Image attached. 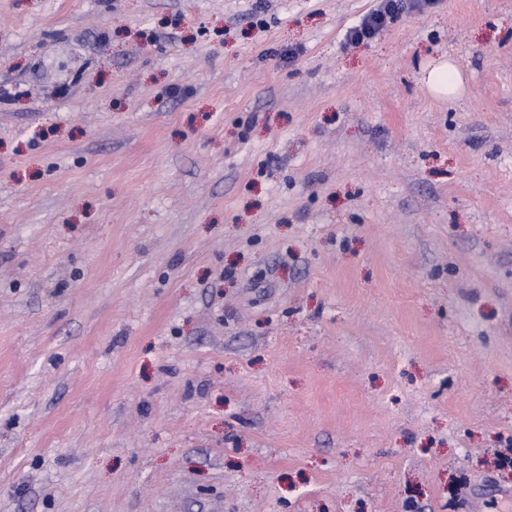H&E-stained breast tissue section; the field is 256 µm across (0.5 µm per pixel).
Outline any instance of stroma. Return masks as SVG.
Masks as SVG:
<instances>
[{"label":"stroma","instance_id":"35a3bbf8","mask_svg":"<svg viewBox=\"0 0 512 512\" xmlns=\"http://www.w3.org/2000/svg\"><path fill=\"white\" fill-rule=\"evenodd\" d=\"M376 4L0 0V512H512V0ZM380 2L376 9L362 17L359 24L348 30V41L356 42L375 35L385 27L388 20L402 12L405 3L403 0H381ZM421 79L435 95L440 97L454 94L459 85L458 73L445 59H440L431 68H425Z\"/></svg>","mask_w":512,"mask_h":512}]
</instances>
